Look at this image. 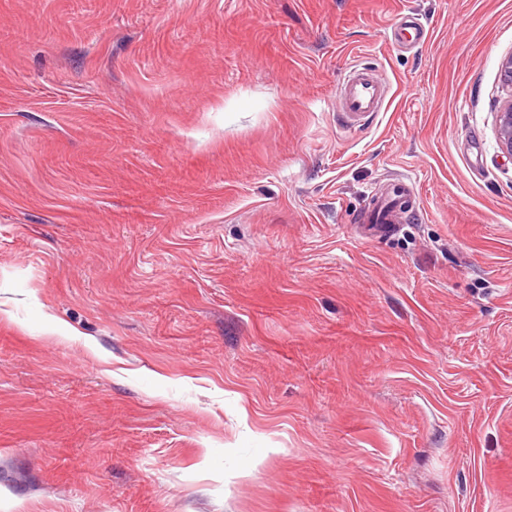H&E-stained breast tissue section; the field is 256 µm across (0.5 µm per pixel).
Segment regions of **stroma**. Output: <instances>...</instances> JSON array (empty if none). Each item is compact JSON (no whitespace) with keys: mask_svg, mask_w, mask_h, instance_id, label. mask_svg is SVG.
<instances>
[{"mask_svg":"<svg viewBox=\"0 0 512 512\" xmlns=\"http://www.w3.org/2000/svg\"><path fill=\"white\" fill-rule=\"evenodd\" d=\"M509 57L512 0H0V512H512ZM395 39L401 43L421 40L426 36L424 26L417 17H402L394 29ZM410 36V37H409ZM503 83L510 88V99L500 112L499 136L502 148L512 158V57L502 66ZM384 87L374 73L361 64L352 66L340 89V115L355 125L380 112L384 102ZM376 197L374 200H372ZM412 190L404 178H395L386 193L372 196L364 214L370 224H398L399 219L410 216L414 211L411 201Z\"/></svg>","mask_w":512,"mask_h":512,"instance_id":"35a3bbf8","label":"stroma"}]
</instances>
